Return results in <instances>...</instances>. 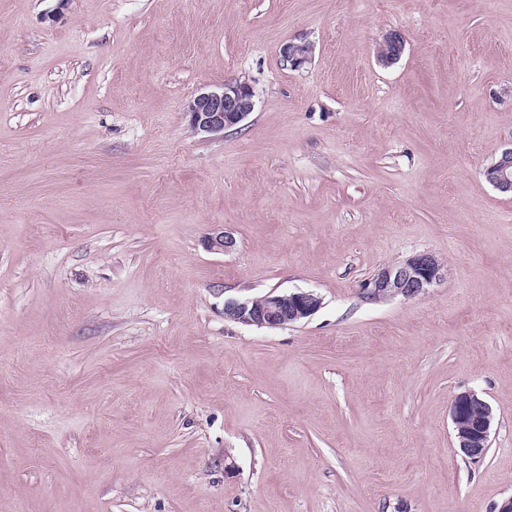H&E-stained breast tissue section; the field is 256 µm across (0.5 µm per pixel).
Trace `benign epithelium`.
<instances>
[{
	"instance_id": "benign-epithelium-1",
	"label": "benign epithelium",
	"mask_w": 512,
	"mask_h": 512,
	"mask_svg": "<svg viewBox=\"0 0 512 512\" xmlns=\"http://www.w3.org/2000/svg\"><path fill=\"white\" fill-rule=\"evenodd\" d=\"M404 50L396 31L384 35L379 60L390 65L400 59ZM311 46L305 42H289L283 49V62L298 69L311 60ZM256 93L247 81L224 82L218 90H207L195 96L188 105L190 126L195 134L214 135L243 122L255 108ZM488 183L502 193L512 194V147L484 170ZM236 241L220 230L207 239V247L215 253H229ZM445 276L444 265L432 254H416L406 261L382 267L362 288L370 301L391 297L414 298L428 291ZM321 298L312 291L298 290L285 294L273 292L262 298L224 300V317L236 323L267 328H282L313 316L321 307ZM451 420L459 451L466 457L478 458L489 448L494 424L491 406L473 391L458 393L451 406Z\"/></svg>"
}]
</instances>
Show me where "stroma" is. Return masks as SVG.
Here are the masks:
<instances>
[{
  "mask_svg": "<svg viewBox=\"0 0 512 512\" xmlns=\"http://www.w3.org/2000/svg\"><path fill=\"white\" fill-rule=\"evenodd\" d=\"M234 78L254 111L194 134ZM511 146L512 0H0V512H497ZM420 252L428 293L363 298ZM273 290L322 306L225 318ZM404 50L403 40L397 31H391L384 35L379 49V60L390 65L400 59ZM311 53V46L307 42H289L283 47L281 56L286 65L298 69L309 63ZM255 97L254 87L240 79L225 81L221 89L199 93L188 105L192 131L197 135L224 133L254 111ZM484 176L498 191L512 194V147L502 151L497 161L484 170ZM321 305V298L312 291L271 292L260 299H225L224 316L244 325L282 328L310 318ZM473 407L478 409V414L469 418ZM451 420L459 451L469 458L481 457L489 447L494 424L491 406L473 391L460 392L452 401Z\"/></svg>",
  "mask_w": 512,
  "mask_h": 512,
  "instance_id": "1",
  "label": "stroma"
}]
</instances>
